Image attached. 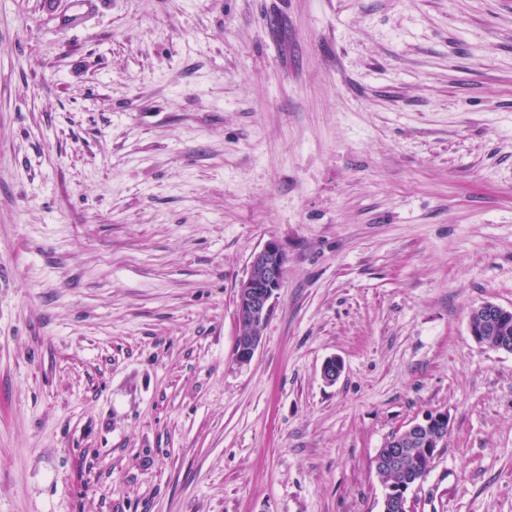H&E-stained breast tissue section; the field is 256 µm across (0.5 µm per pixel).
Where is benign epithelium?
Returning <instances> with one entry per match:
<instances>
[{"label": "benign epithelium", "mask_w": 512, "mask_h": 512, "mask_svg": "<svg viewBox=\"0 0 512 512\" xmlns=\"http://www.w3.org/2000/svg\"><path fill=\"white\" fill-rule=\"evenodd\" d=\"M285 256L274 240L267 241L251 257L247 272L239 282L236 291V319L238 338L235 345V360L240 364L252 360L260 346L263 331L269 320L274 300L283 288ZM512 313L494 302H484L474 309L477 322L470 326V334L479 343H485L488 336L497 337L495 349L512 353V338L502 335L504 318ZM342 364L336 358L327 359L321 368L325 383L333 384L340 376ZM448 427L444 413H431L421 421H414L391 435L387 447L381 449L380 469L397 473L403 461L401 448L418 445L430 462H435L445 437L442 433ZM412 488L402 482L389 487V494L383 501V512H412L410 493Z\"/></svg>", "instance_id": "benign-epithelium-1"}]
</instances>
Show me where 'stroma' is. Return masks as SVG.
<instances>
[{"instance_id": "stroma-1", "label": "stroma", "mask_w": 512, "mask_h": 512, "mask_svg": "<svg viewBox=\"0 0 512 512\" xmlns=\"http://www.w3.org/2000/svg\"><path fill=\"white\" fill-rule=\"evenodd\" d=\"M486 301L512 0H0V512H382L378 448L437 411L414 512H512ZM285 256L275 240H268L251 257L247 272L236 291L238 338L235 360L240 364L252 360L260 346L274 300L283 288Z\"/></svg>"}]
</instances>
